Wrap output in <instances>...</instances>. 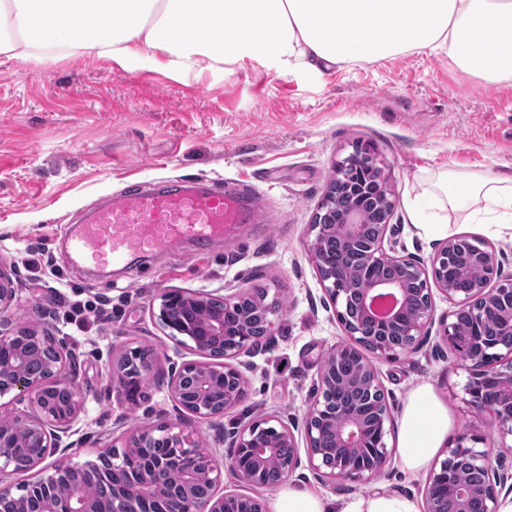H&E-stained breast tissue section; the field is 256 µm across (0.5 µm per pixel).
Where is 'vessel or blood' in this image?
I'll list each match as a JSON object with an SVG mask.
<instances>
[{
    "instance_id": "b4317fda",
    "label": "vessel or blood",
    "mask_w": 512,
    "mask_h": 512,
    "mask_svg": "<svg viewBox=\"0 0 512 512\" xmlns=\"http://www.w3.org/2000/svg\"><path fill=\"white\" fill-rule=\"evenodd\" d=\"M250 189L231 192L221 185L147 190L128 185L68 227L62 259L71 265L119 266L135 253L189 240L197 249L224 235L229 224L244 223Z\"/></svg>"
}]
</instances>
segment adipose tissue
<instances>
[{"label":"adipose tissue","mask_w":512,"mask_h":512,"mask_svg":"<svg viewBox=\"0 0 512 512\" xmlns=\"http://www.w3.org/2000/svg\"><path fill=\"white\" fill-rule=\"evenodd\" d=\"M437 51L463 73L512 81V0H0V55L37 64L55 55L96 57L185 79L243 61L286 75ZM457 210L491 232L512 230V177L444 172L413 202L415 224L429 237L447 235L448 214ZM449 425L433 386H415L397 424L402 469L427 470ZM273 512L419 509L398 495L333 508L291 487L278 493Z\"/></svg>","instance_id":"ef3b65f1"}]
</instances>
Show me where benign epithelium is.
I'll return each mask as SVG.
<instances>
[{"label":"benign epithelium","mask_w":512,"mask_h":512,"mask_svg":"<svg viewBox=\"0 0 512 512\" xmlns=\"http://www.w3.org/2000/svg\"><path fill=\"white\" fill-rule=\"evenodd\" d=\"M393 210L394 202L389 199L377 244L362 251L369 278L361 288L340 283L336 270L328 268L324 239L339 233L346 246H358L366 223L363 211L353 205L346 208L338 226L322 224L319 216H314L311 258L346 340L331 348L320 365L316 397L303 420L304 460L293 431L278 416L268 415L231 433L233 452L225 461L208 452L198 432L179 420L130 432L120 452L110 450L81 465H47L46 459L61 448L63 437L72 431L85 399L75 375L66 371L68 352L48 330L34 329L26 338L19 331L3 330L4 320L0 319V398L13 393L28 399L37 411L35 416L0 418V473L17 466L24 453L25 468L36 469L40 475L18 493L0 485V512H236L241 496L217 493L223 469L261 487L260 475L268 458L278 460L283 482L305 461L321 479L368 483L385 472L390 460L385 436L391 413L384 400L367 419L357 401L337 397V370L361 347L377 358L394 359L417 347L425 329L436 322L448 352L468 372L464 387L468 405L480 413L492 412L501 434L512 436V278H502L496 251L487 245L479 256L483 280L473 293H457L448 286L447 275L448 253L456 238L443 242L428 263L399 255L395 245L401 225L391 223ZM394 262L405 266L407 278L378 275ZM435 289L452 305L438 318L433 305ZM17 291L13 277L0 268V314L12 306ZM386 298L393 299V308L379 317L373 305ZM209 300L211 296L205 293L167 292L158 314L170 339L202 357L172 372L167 384L169 397L179 411L206 420L224 416V411L245 400L248 387L239 358L254 348L251 337L228 332L224 316L199 317ZM261 304L265 335L269 336L277 307L273 300L263 299ZM463 314L477 326L495 319L500 323L498 335L472 336L462 344L458 323ZM30 339L41 341L45 354L35 357L27 353L24 345ZM219 349L224 351L223 365L205 362ZM112 371L129 399H134L144 371L139 358L128 354L115 357ZM357 388L384 395L377 371L366 359L358 370ZM481 442L482 437L468 430L457 437L426 483L425 512H442L438 484L461 459L482 472L483 481L477 487L450 488L459 512H470L475 498L481 500L482 512H497L501 493L512 492V484H507L508 475L493 469L488 454L476 448ZM128 470L136 472L137 480L130 486L135 495L119 492L110 483L94 500L82 495L86 479Z\"/></svg>","instance_id":"obj_1"}]
</instances>
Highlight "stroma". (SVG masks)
I'll list each match as a JSON object with an SVG mask.
<instances>
[{"instance_id":"stroma-1","label":"stroma","mask_w":512,"mask_h":512,"mask_svg":"<svg viewBox=\"0 0 512 512\" xmlns=\"http://www.w3.org/2000/svg\"><path fill=\"white\" fill-rule=\"evenodd\" d=\"M383 163L394 194L393 223L406 253L430 260L440 244L416 228L411 204L426 177L443 172L512 175V82L461 73L447 53L303 69L281 75L245 61L234 72L177 79L155 69H121L105 59L64 58L46 65L0 55V263L20 281L0 317L11 330L48 321L72 353L85 398L75 431L53 462L76 465L142 426L174 418L167 393L172 367L193 361L159 320L164 293L217 297L260 285L282 300L272 336L246 356L248 396L214 420L187 417L218 457L228 432L265 415L301 425L325 353L345 338L309 256L313 216L356 146ZM224 181L260 196L253 223L239 224L203 252L166 245L147 261L95 273L64 263V231L127 185ZM450 236L488 242L512 276V235L449 213ZM94 305L85 328L72 315ZM439 325L394 360L374 359L393 414L407 394L430 383L448 408L446 443L467 429L499 471L512 472V438L492 415L466 403L467 373L434 353ZM149 346L151 382L129 400L117 391L112 358ZM427 474L407 475L398 459L368 484L319 480L298 468L288 484L343 502L377 494L423 501Z\"/></svg>"}]
</instances>
